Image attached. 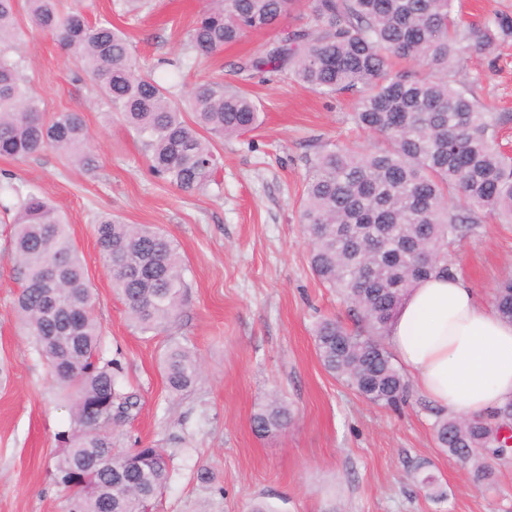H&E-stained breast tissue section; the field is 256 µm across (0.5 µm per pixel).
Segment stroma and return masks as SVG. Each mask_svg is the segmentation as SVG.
Returning <instances> with one entry per match:
<instances>
[{
	"mask_svg": "<svg viewBox=\"0 0 512 512\" xmlns=\"http://www.w3.org/2000/svg\"><path fill=\"white\" fill-rule=\"evenodd\" d=\"M92 22L107 19L129 37L132 51L177 74L176 92L218 78L260 103V127L225 140L223 166L207 190L188 194L154 177L135 133L103 105L55 38L26 27L20 51L48 112L85 116L98 156L96 169L45 151L22 160L0 157V172L40 187L65 215L91 286L105 358L138 398L117 431V450L163 448L170 477L149 512H512V463L488 487L438 448L435 408L418 391L399 409L374 405L329 374L313 331L325 318L348 322V308L312 274L309 242L298 219L306 157L321 143L369 146L351 120L354 98H334L274 73L244 78L234 65L264 52L276 32L248 34L201 67L191 66L187 33L205 0H61ZM481 73L479 100L507 115L498 142L512 154V41L497 58L471 55L458 76ZM11 193L0 192V512H67L66 493L51 470L60 436L73 419L50 367L24 336L14 299L19 291L4 221ZM158 227L176 243L188 288L176 322L161 335L131 326L114 292L94 235L96 215ZM454 272L492 302L512 275V226L491 222L454 247ZM197 352L201 373L187 392L165 387L160 360L170 341ZM289 405L292 420L262 437L252 417L267 395ZM208 468L210 483L197 479ZM432 475L423 487L416 471Z\"/></svg>",
	"mask_w": 512,
	"mask_h": 512,
	"instance_id": "stroma-1",
	"label": "stroma"
}]
</instances>
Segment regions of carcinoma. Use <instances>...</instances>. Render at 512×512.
I'll return each mask as SVG.
<instances>
[{"mask_svg":"<svg viewBox=\"0 0 512 512\" xmlns=\"http://www.w3.org/2000/svg\"><path fill=\"white\" fill-rule=\"evenodd\" d=\"M312 23L284 33L238 71H289L320 94L356 96L354 123L374 134L368 149L324 144L306 159L299 206L310 242L309 265L349 304L355 328L334 319L315 329L323 367L369 402L395 407L410 392L408 376L385 343L407 292L451 271L448 247L488 219L512 224V157L495 141L497 117L474 93L476 73L455 79L470 52L491 55L512 38V15L495 12L462 27L455 0H309ZM301 0H209L188 31L194 58H209L249 32L264 31ZM51 33L139 137L151 172L185 193L214 182L217 142L256 130L260 107L221 80L178 99L131 51L125 33L89 23L59 0H0V156L23 159L52 150L95 167L83 113L46 111L23 71L21 16ZM15 203L12 249L19 274L16 308L37 351L50 363L73 409L74 428L56 458L54 477L68 492V512H146L169 479L165 452L152 445L112 455V470L81 469L137 407L117 362L103 356L95 298L58 209L28 184H8ZM95 234L112 288L142 333L160 334L177 318L188 284L181 254L160 229L95 217ZM494 306L512 320V277L499 282ZM194 349L175 342L162 359L169 392L199 376ZM283 400L268 398L252 418L267 434L288 426ZM512 430V401L491 417L436 414L440 448L490 483L512 461L497 435Z\"/></svg>","mask_w":512,"mask_h":512,"instance_id":"obj_1","label":"carcinoma"}]
</instances>
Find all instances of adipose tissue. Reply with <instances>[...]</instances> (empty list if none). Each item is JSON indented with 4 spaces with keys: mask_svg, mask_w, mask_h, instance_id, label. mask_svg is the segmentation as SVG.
Segmentation results:
<instances>
[{
    "mask_svg": "<svg viewBox=\"0 0 512 512\" xmlns=\"http://www.w3.org/2000/svg\"><path fill=\"white\" fill-rule=\"evenodd\" d=\"M387 342L417 390L442 410L477 416L512 400V322L456 273L411 290Z\"/></svg>",
    "mask_w": 512,
    "mask_h": 512,
    "instance_id": "ef3b65f1",
    "label": "adipose tissue"
}]
</instances>
